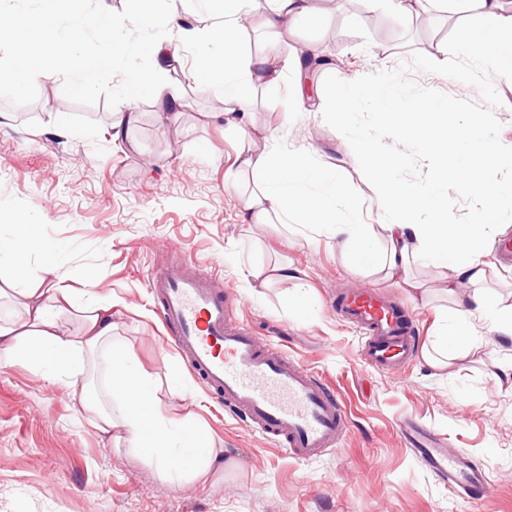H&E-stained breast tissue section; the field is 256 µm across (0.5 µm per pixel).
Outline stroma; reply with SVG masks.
Returning <instances> with one entry per match:
<instances>
[{
	"instance_id": "1",
	"label": "stroma",
	"mask_w": 512,
	"mask_h": 512,
	"mask_svg": "<svg viewBox=\"0 0 512 512\" xmlns=\"http://www.w3.org/2000/svg\"><path fill=\"white\" fill-rule=\"evenodd\" d=\"M243 47L280 60L303 46L322 45L328 61L311 73L321 94L342 83L400 78L407 97L445 102L449 118L491 115L487 136L512 144V83L478 73L469 89L457 74L467 64L453 24L404 27L388 10L367 11L362 0H314L300 29L271 36L251 23ZM195 50L181 48L170 78L188 102L178 125L163 124L152 99L133 107L135 121L113 139L105 102L73 104L60 76L37 84L27 106L0 101L13 121L0 126V238L30 222L29 274L57 265L75 291L95 280L100 301L123 300L113 323L116 355L150 372L161 409L195 423L218 448L207 482L186 484L124 441L108 447L66 388L23 360L0 362V512H512V339L478 329L475 348L459 351L447 368L415 357L405 369L379 371L361 358L362 335L333 305L342 290L369 287L408 313L419 347L428 346L439 311L450 307L448 281L426 261L411 273L429 298L413 301L402 286L379 281L346 262L329 234L315 242L281 225L243 223L237 173L238 141L225 130L219 102L187 76ZM252 121L263 136L277 132L294 150L315 152L338 167L345 198L369 217L377 203L347 143L355 137L401 154L399 176L428 181L431 162L419 140L395 141L373 112L355 114L341 128L314 111L290 109L287 87L258 92ZM66 123L71 135L60 134ZM288 261L303 271L293 283L255 284L254 264ZM181 262L194 274H214V285L237 303L236 316L265 342L318 371L351 416L339 448L314 461L289 456L226 413L166 342L158 299L148 280ZM412 421L449 447L480 462L492 487L471 500L448 489L400 437Z\"/></svg>"
}]
</instances>
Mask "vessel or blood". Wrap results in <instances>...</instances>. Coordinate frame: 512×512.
<instances>
[{
  "label": "vessel or blood",
  "mask_w": 512,
  "mask_h": 512,
  "mask_svg": "<svg viewBox=\"0 0 512 512\" xmlns=\"http://www.w3.org/2000/svg\"><path fill=\"white\" fill-rule=\"evenodd\" d=\"M149 286L159 298L169 345L226 410L302 460L340 446L350 419L335 392L318 372L235 322L232 304L211 277L173 266L153 276ZM336 311L363 331L367 365L396 369L414 356L410 322L398 304L377 291H344ZM401 432L407 448L450 489L470 499L487 493L488 473L464 450L448 448L412 423L402 424Z\"/></svg>",
  "instance_id": "vessel-or-blood-1"
}]
</instances>
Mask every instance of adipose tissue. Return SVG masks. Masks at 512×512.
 Masks as SVG:
<instances>
[{
  "instance_id": "1",
  "label": "adipose tissue",
  "mask_w": 512,
  "mask_h": 512,
  "mask_svg": "<svg viewBox=\"0 0 512 512\" xmlns=\"http://www.w3.org/2000/svg\"><path fill=\"white\" fill-rule=\"evenodd\" d=\"M364 2L370 10L389 8L403 23L426 12L438 19H454L459 50L476 63L475 68L460 71V83H469L478 68L512 82V14L505 13L504 0H475L484 20L480 26L459 16L460 0ZM185 12L203 13L215 22L188 30L181 24ZM310 12V0H179L178 7L156 17L167 34L146 46L152 69L127 71L121 97L128 105L150 97L166 123L178 122L186 102L169 83L168 73L180 60V41H193L197 52L189 77L208 87L223 104L227 128L240 143L238 171L252 183L251 192L241 199L246 223L275 222L287 229L297 224L312 235L330 228L342 256L384 280L403 276L413 260L446 269L448 293L456 303L452 313L438 314V339L423 352L431 368L447 367L459 345L475 341V322L512 335V310L488 304L484 256L500 203L492 170L505 150L486 139L483 122L460 117L453 128L442 127L438 100L404 98L401 82L392 76L376 80L368 92L350 87L339 97L320 100L323 114L341 125L363 109L377 112L394 138L419 139L436 163L431 181L411 184L396 176L403 163L399 154L381 153L362 139L352 141L351 150L382 205L376 224L367 223L356 208H338L343 194L339 174L320 163L313 152L288 149L273 132L267 136L268 148H252L255 127L243 117L252 110L254 92L279 88L284 72L275 52L256 56L245 51L239 33L253 21L270 30L288 31ZM452 138L471 146L463 166H456L448 154ZM452 195L477 201L480 218L463 227L449 224L445 204ZM452 252L465 257L454 269L448 266ZM28 258V248L18 240L0 239V358L20 357L35 370L49 369L50 379L67 387L71 399L102 435L123 433L177 480H207L214 453L198 452L201 436L194 423H175L160 412L148 373L116 364L108 402L90 396L81 378L95 373L101 355L112 349V305L99 301L92 281L87 284L85 301L76 302L74 290L56 266L26 276ZM184 447L193 448L192 458L176 457V449Z\"/></svg>"
}]
</instances>
